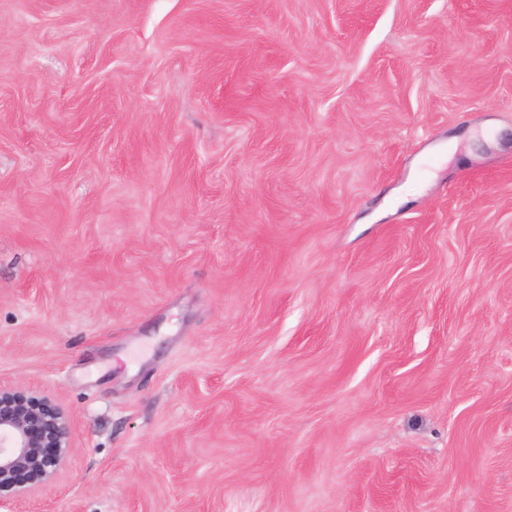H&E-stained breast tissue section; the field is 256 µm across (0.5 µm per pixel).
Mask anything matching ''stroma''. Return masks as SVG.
Returning a JSON list of instances; mask_svg holds the SVG:
<instances>
[{"instance_id": "35a3bbf8", "label": "stroma", "mask_w": 512, "mask_h": 512, "mask_svg": "<svg viewBox=\"0 0 512 512\" xmlns=\"http://www.w3.org/2000/svg\"><path fill=\"white\" fill-rule=\"evenodd\" d=\"M27 512H512V0H0ZM74 448L70 414L51 392L0 387V509L16 505L55 482Z\"/></svg>"}]
</instances>
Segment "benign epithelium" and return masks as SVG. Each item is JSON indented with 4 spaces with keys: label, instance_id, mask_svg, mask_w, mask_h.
Returning a JSON list of instances; mask_svg holds the SVG:
<instances>
[{
    "label": "benign epithelium",
    "instance_id": "obj_1",
    "mask_svg": "<svg viewBox=\"0 0 512 512\" xmlns=\"http://www.w3.org/2000/svg\"><path fill=\"white\" fill-rule=\"evenodd\" d=\"M74 448L70 414L51 392L0 387V509L16 505L55 482Z\"/></svg>",
    "mask_w": 512,
    "mask_h": 512
}]
</instances>
